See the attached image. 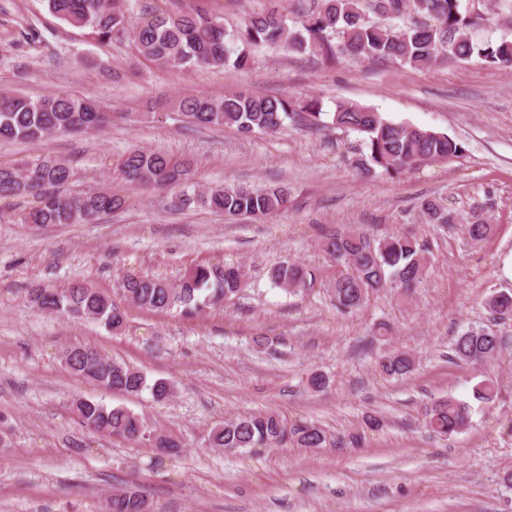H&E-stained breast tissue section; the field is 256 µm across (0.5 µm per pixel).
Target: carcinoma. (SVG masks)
Returning <instances> with one entry per match:
<instances>
[{
	"instance_id": "carcinoma-1",
	"label": "carcinoma",
	"mask_w": 512,
	"mask_h": 512,
	"mask_svg": "<svg viewBox=\"0 0 512 512\" xmlns=\"http://www.w3.org/2000/svg\"><path fill=\"white\" fill-rule=\"evenodd\" d=\"M51 14L66 24L85 30L100 45L125 36L133 38L139 53L158 66L222 67L238 69L251 64L250 49L260 45L282 46L292 54L334 55L357 60H398L424 69L439 64L460 63L473 58L493 67H512V0H494L493 14L507 32L499 38L474 39V33L490 21L488 6L480 0L469 9L463 0H316L290 28L283 14L273 8L253 14L229 31L223 19L200 11L158 14L133 24L122 0H46ZM176 106L184 121L193 127L234 126L243 134L276 133L285 122L308 127H333L361 136L355 167L363 175L381 171L400 174L422 162L456 157L465 151L462 142L445 133L396 124L375 108L354 102H338L326 112L319 98L294 101L254 92L235 95H191ZM111 116L89 98L60 93L31 97L0 93V141L36 144L54 133H86L110 123ZM193 163L178 160L159 150L134 149L122 161L123 179L144 189H174L183 208L204 207L226 217H265L288 208L291 189L286 184L272 187L216 185L199 190L189 184ZM70 166L53 159H38L13 165L0 164V199L32 197L35 206L17 214L21 224H91L124 204L121 195L95 190L78 195L63 194ZM430 224H451L454 216L435 199L421 203ZM466 234L481 241L494 231L486 205H470ZM322 250L346 268L331 283L336 308L352 313L370 296L392 284L407 293L423 277L427 248L416 239L400 234L373 238L357 229H339L326 235ZM312 273L293 261L280 262L268 270L270 282L287 293L307 288ZM247 286L245 270L234 264H203L190 269L173 287L149 274L123 278L126 299L151 312L173 308L192 317L207 307L238 296ZM30 301L40 310L67 318L92 320L112 332L125 323L124 311L95 288L82 284L61 291L33 288ZM487 308L493 320H512V291L491 295ZM503 340L490 327H470L452 343V358L481 365L495 359ZM61 360L69 370L100 385L106 391L129 395L150 391L157 402L168 400L172 385L165 379L148 382L145 374L125 363L110 360L96 349L71 345L62 350ZM387 377L401 378L413 371L409 355L397 352L379 363ZM498 382L486 378L473 396L491 402ZM75 411L91 431L136 443L146 438L139 416L124 406L103 401L79 400ZM468 406L448 396L427 406L424 424L434 433L450 436L468 423ZM324 431L310 423H290L274 411L257 412L224 421L209 438L212 448L246 450L280 447L292 443L299 448H320ZM112 512H149L140 493L121 490L109 496Z\"/></svg>"
}]
</instances>
